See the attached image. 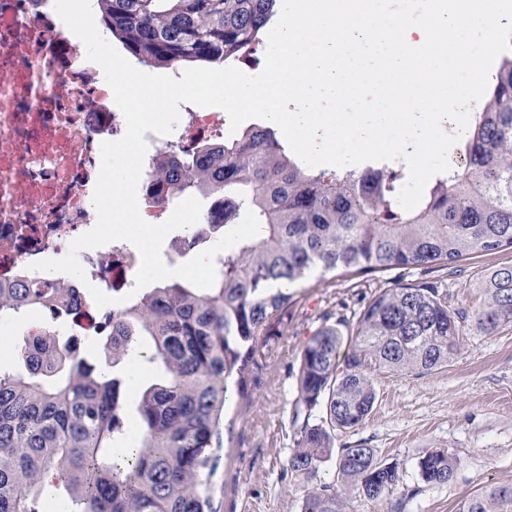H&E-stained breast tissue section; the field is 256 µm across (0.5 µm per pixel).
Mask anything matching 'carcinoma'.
Returning <instances> with one entry per match:
<instances>
[{
  "label": "carcinoma",
  "instance_id": "carcinoma-1",
  "mask_svg": "<svg viewBox=\"0 0 512 512\" xmlns=\"http://www.w3.org/2000/svg\"><path fill=\"white\" fill-rule=\"evenodd\" d=\"M281 0H95L101 23L137 62L176 69L225 65L255 54ZM405 174L387 165L314 169L290 153L278 131L254 125L236 137L181 150L180 162L152 171L150 198L210 201L206 233H183L182 255L211 246L252 209L261 233L215 259L216 282L185 280L144 288L106 316L103 357L80 351L83 288L17 279L0 283V319L59 310L73 334L55 327L15 346L23 370L0 368V512H213L211 479L221 451L228 380L244 388L257 343L294 287L315 272L369 274L435 269L512 249V55L474 113L460 161L437 176L419 206L397 202ZM475 307L452 311L438 282H394L376 294L348 334L346 320L324 324L305 345L298 388L304 414L288 469L309 482L337 455L340 484L309 488L301 512H345L346 493L378 500L398 483L395 462L364 445L334 448L371 415L376 389L367 366L429 374L448 365L460 337L512 323V265L493 271ZM347 352H341V348ZM136 358L161 378L127 399L118 366ZM454 454L430 448L421 480L445 484ZM458 512H512V486L488 484Z\"/></svg>",
  "mask_w": 512,
  "mask_h": 512
}]
</instances>
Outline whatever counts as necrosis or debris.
Listing matches in <instances>:
<instances>
[{"label": "necrosis or debris", "instance_id": "necrosis-or-debris-1", "mask_svg": "<svg viewBox=\"0 0 512 512\" xmlns=\"http://www.w3.org/2000/svg\"><path fill=\"white\" fill-rule=\"evenodd\" d=\"M124 133L101 68L76 53L54 0H0V282L59 280L32 265L62 258L93 228L100 145ZM223 134V113H191L176 133L153 136L143 169L161 153ZM78 258L87 279L133 288L140 255L131 244Z\"/></svg>", "mask_w": 512, "mask_h": 512}]
</instances>
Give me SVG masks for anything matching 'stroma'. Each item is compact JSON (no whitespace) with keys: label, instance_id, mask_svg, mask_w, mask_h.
Segmentation results:
<instances>
[{"label":"stroma","instance_id":"stroma-1","mask_svg":"<svg viewBox=\"0 0 512 512\" xmlns=\"http://www.w3.org/2000/svg\"><path fill=\"white\" fill-rule=\"evenodd\" d=\"M512 264V250L461 260L425 274L418 269L363 276L316 274L291 291L286 311L259 338L245 389H231L221 427L223 449L213 478V512H300L307 482L291 475L300 408L298 371L304 346L324 314L355 323L374 295L394 281L429 278L448 288L452 307L474 305V284ZM377 401L366 424L335 445L365 444L397 462L394 494L348 498L347 512H456L487 484L512 485V323L493 334L468 331L448 365L423 376L372 369ZM453 453L445 484L422 485L416 463L426 449Z\"/></svg>","mask_w":512,"mask_h":512}]
</instances>
